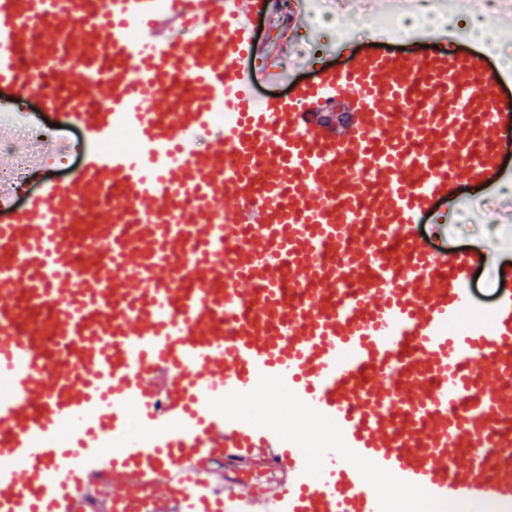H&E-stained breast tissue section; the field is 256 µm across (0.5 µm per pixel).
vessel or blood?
Returning a JSON list of instances; mask_svg holds the SVG:
<instances>
[{"mask_svg":"<svg viewBox=\"0 0 512 512\" xmlns=\"http://www.w3.org/2000/svg\"><path fill=\"white\" fill-rule=\"evenodd\" d=\"M62 2L0 0V84L83 135L0 189V512H512V270L483 308L419 231L512 180V76L451 30L260 99L276 0Z\"/></svg>","mask_w":512,"mask_h":512,"instance_id":"b4317fda","label":"vessel or blood"}]
</instances>
